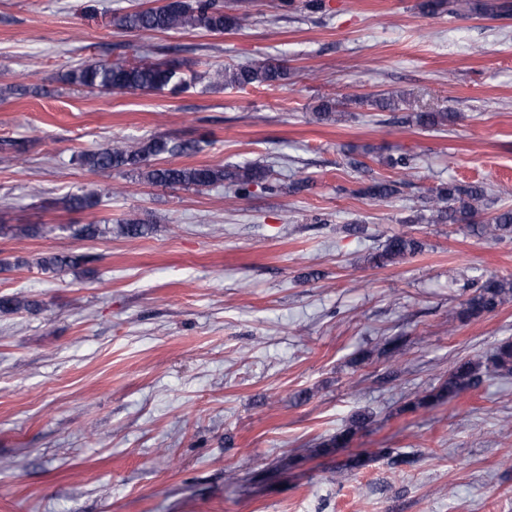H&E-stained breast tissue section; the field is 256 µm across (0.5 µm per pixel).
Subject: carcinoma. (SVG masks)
<instances>
[{"mask_svg":"<svg viewBox=\"0 0 512 512\" xmlns=\"http://www.w3.org/2000/svg\"><path fill=\"white\" fill-rule=\"evenodd\" d=\"M242 0H164L156 7H148L119 16L116 24L134 32H179L199 30L223 33L237 30L246 20L241 13ZM419 8L425 15L479 14L498 16L512 11V0H422ZM288 77L287 68L272 60H255L246 66H226L214 70L212 82L231 86L272 85ZM68 80L83 87L108 92H161L168 87L181 88L186 84L183 62L169 59L156 62L129 63L127 61L90 63L70 71ZM338 104L323 100L316 107L318 121H334L338 117ZM455 118L453 112H417L412 121L421 128L444 126ZM195 151L191 141L176 143L165 137H151L136 145L116 141L109 146L86 150L78 155L81 165L93 172L126 171L143 174L153 184L175 187H211L217 184L234 186L245 192L252 185H259L269 177V169L258 164H246L227 168L198 166L191 168L156 167L152 160L165 154H183ZM387 162L398 166L404 176H415V157L401 154L389 157ZM399 193L396 183L375 181L363 194L371 199L386 200ZM484 187L448 182L436 189L428 199L431 219L437 224H464L474 234L487 242H495L507 235L512 236V209L501 211L491 221L481 224L477 217L486 205ZM68 211L84 212L98 207V194L87 191L69 194L60 200ZM148 226L138 218H127L120 226V233L128 238L145 235ZM421 249L420 242L406 234L390 236L382 250L371 257L378 266L393 264ZM88 257L78 253H50L39 257L36 264L44 271L75 269L85 265ZM512 295V281L490 277L477 287L474 294L462 303L461 315L465 318L491 314ZM40 303L17 295L0 297V311L37 310ZM502 376L512 375V339L499 342L483 361L458 362L448 381L436 392L423 395L418 404L428 405L444 397H451L463 388L476 383L481 371Z\"/></svg>","mask_w":512,"mask_h":512,"instance_id":"1","label":"carcinoma"}]
</instances>
